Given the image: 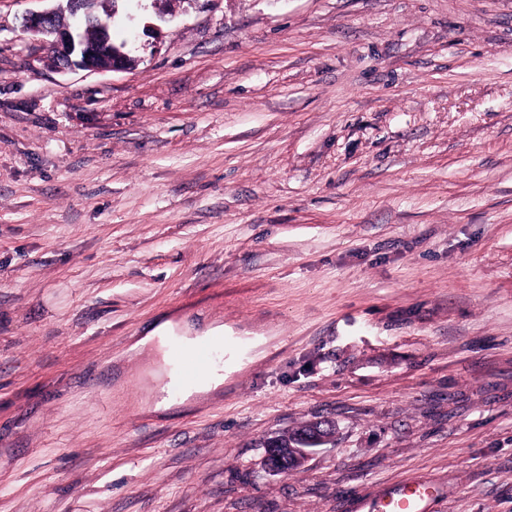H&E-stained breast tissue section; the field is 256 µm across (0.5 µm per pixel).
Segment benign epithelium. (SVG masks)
Listing matches in <instances>:
<instances>
[{
  "mask_svg": "<svg viewBox=\"0 0 512 512\" xmlns=\"http://www.w3.org/2000/svg\"><path fill=\"white\" fill-rule=\"evenodd\" d=\"M58 6L45 11L31 13L25 21L26 28L36 34L49 33L54 36L56 66L60 69L77 67L88 71H121L128 68L129 57L112 44L105 32L91 40L86 33L73 34L69 27L57 24V18L67 12L72 16L86 13V0H57ZM328 442L324 435L306 440L299 448L277 449V442L268 443L269 454L280 459L277 471H284L285 462L305 464L315 449Z\"/></svg>",
  "mask_w": 512,
  "mask_h": 512,
  "instance_id": "obj_1",
  "label": "benign epithelium"
}]
</instances>
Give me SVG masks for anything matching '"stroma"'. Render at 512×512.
<instances>
[{"label": "stroma", "mask_w": 512, "mask_h": 512, "mask_svg": "<svg viewBox=\"0 0 512 512\" xmlns=\"http://www.w3.org/2000/svg\"><path fill=\"white\" fill-rule=\"evenodd\" d=\"M48 7L0 0V512H512V0H141L114 72ZM166 322L242 349L159 408ZM50 1L59 4L50 10L31 13L25 24L33 33H49L54 36L55 62L58 68L77 67L88 71H121L128 68L129 57L112 44L105 31H101L96 40H91L87 38L85 31L74 35L68 26L57 24V18L66 11L72 16L86 14V0ZM322 428V424L320 422H306L301 424L300 426L293 428L291 430H287L278 436V440L281 444L280 452L277 451L278 443L275 441H271L268 443V456H274L276 458H280V462L278 464L279 468L272 466V468L279 472H288L282 466L286 464L285 460L289 463L296 462L301 465H304L312 456L316 448H319L321 445L328 442V438L324 435H316L306 440V445L299 448H288V443L294 442L298 437L313 433L314 431ZM284 457L286 459H284ZM431 492L425 486L404 488L382 497L376 512H424Z\"/></svg>", "instance_id": "1"}]
</instances>
